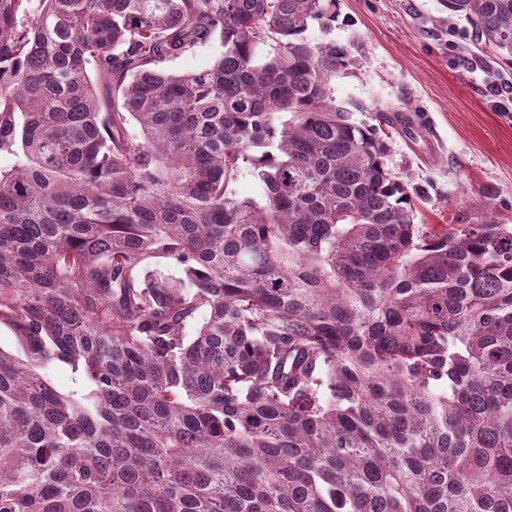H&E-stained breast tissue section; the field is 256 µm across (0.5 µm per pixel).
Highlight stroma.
Wrapping results in <instances>:
<instances>
[{"label": "stroma", "mask_w": 512, "mask_h": 512, "mask_svg": "<svg viewBox=\"0 0 512 512\" xmlns=\"http://www.w3.org/2000/svg\"><path fill=\"white\" fill-rule=\"evenodd\" d=\"M306 36L345 49L332 97L387 137L417 223L512 224V98L501 108L493 94L512 89V67L476 45L465 20L439 0H336Z\"/></svg>", "instance_id": "35a3bbf8"}]
</instances>
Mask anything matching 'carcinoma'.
Instances as JSON below:
<instances>
[{
	"mask_svg": "<svg viewBox=\"0 0 512 512\" xmlns=\"http://www.w3.org/2000/svg\"><path fill=\"white\" fill-rule=\"evenodd\" d=\"M326 2L0 0V512H512V225L415 223ZM224 51L218 39L211 43L187 52L168 63V69L175 74H184L210 67L215 59ZM43 373L61 394L67 395L87 388V381L78 374H74L66 365L52 367Z\"/></svg>",
	"mask_w": 512,
	"mask_h": 512,
	"instance_id": "obj_1",
	"label": "carcinoma"
}]
</instances>
